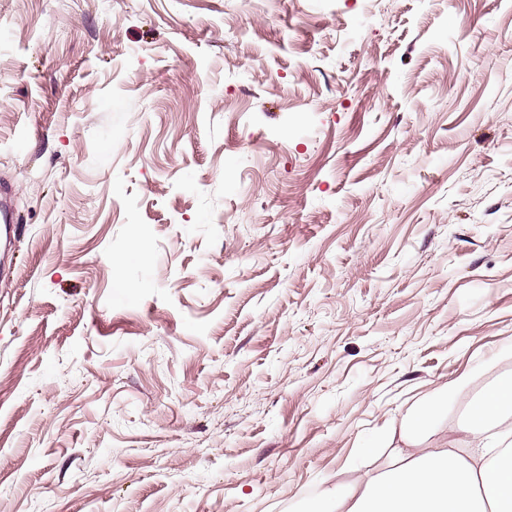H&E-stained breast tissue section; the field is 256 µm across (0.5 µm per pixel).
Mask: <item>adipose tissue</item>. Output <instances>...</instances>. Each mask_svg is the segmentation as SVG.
<instances>
[{
    "mask_svg": "<svg viewBox=\"0 0 512 512\" xmlns=\"http://www.w3.org/2000/svg\"><path fill=\"white\" fill-rule=\"evenodd\" d=\"M398 439L392 467L330 485L305 512H512V373L471 399L443 391Z\"/></svg>",
    "mask_w": 512,
    "mask_h": 512,
    "instance_id": "1",
    "label": "adipose tissue"
}]
</instances>
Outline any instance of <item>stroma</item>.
<instances>
[{
    "instance_id": "1",
    "label": "stroma",
    "mask_w": 512,
    "mask_h": 512,
    "mask_svg": "<svg viewBox=\"0 0 512 512\" xmlns=\"http://www.w3.org/2000/svg\"><path fill=\"white\" fill-rule=\"evenodd\" d=\"M0 512H299L512 368V0H0Z\"/></svg>"
}]
</instances>
